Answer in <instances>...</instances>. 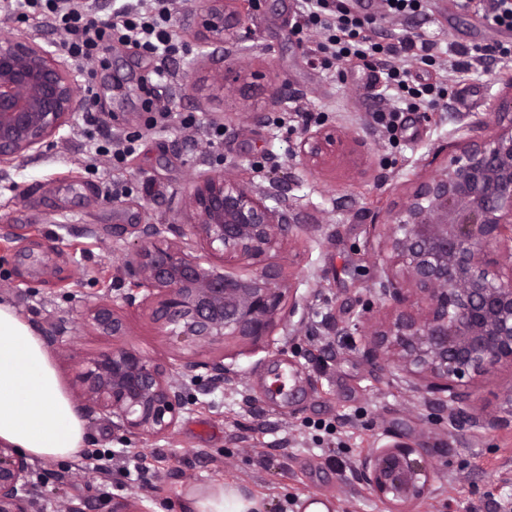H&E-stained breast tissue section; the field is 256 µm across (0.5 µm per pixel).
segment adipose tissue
I'll return each instance as SVG.
<instances>
[{
  "label": "adipose tissue",
  "instance_id": "ef3b65f1",
  "mask_svg": "<svg viewBox=\"0 0 512 512\" xmlns=\"http://www.w3.org/2000/svg\"><path fill=\"white\" fill-rule=\"evenodd\" d=\"M86 426L32 325L0 302V444L33 460L78 457ZM184 512H260L258 499L220 481L182 494Z\"/></svg>",
  "mask_w": 512,
  "mask_h": 512
}]
</instances>
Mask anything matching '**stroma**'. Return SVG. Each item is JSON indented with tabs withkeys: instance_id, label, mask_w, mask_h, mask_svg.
Listing matches in <instances>:
<instances>
[{
	"instance_id": "stroma-1",
	"label": "stroma",
	"mask_w": 512,
	"mask_h": 512,
	"mask_svg": "<svg viewBox=\"0 0 512 512\" xmlns=\"http://www.w3.org/2000/svg\"><path fill=\"white\" fill-rule=\"evenodd\" d=\"M384 42L413 35L434 41L440 59L451 47L490 41L486 24L455 0H429L424 16L383 13L382 0H359ZM241 80L228 88L216 64L200 61L199 18L178 31L181 53L152 58L115 46L107 67L90 65L98 93L94 115L105 132L137 133L135 152L121 163L96 154L76 135L74 115L47 146L0 168V301L13 306L38 334L62 327L51 347L64 384L81 358L111 349L136 348L186 375L194 362L214 355L239 373L236 384L200 395L181 412L171 435L125 442L100 419L86 421L88 454H112L101 470L82 459L33 463L32 512H118L142 501L150 512H180L182 492L217 480L235 482L257 497L264 512H297L302 497L331 500L335 512H391L357 477L363 456L402 437L428 454L435 467L429 493L407 512H512V411L503 394L512 388L504 365L476 380L470 408L478 428L449 426L393 367L367 361L362 339L363 303L384 268L377 242L393 204L429 173L438 146L452 143L461 113L459 97L486 119L494 100L511 89L496 66L467 74L409 62L410 82L436 84L438 109L402 113L386 130L376 113L398 101L383 66L368 57L352 63L324 60L315 49L322 33L301 26L299 0H255L244 27ZM24 37L43 47L59 44L41 14L0 13V37ZM512 43V32L496 36ZM285 92L270 106V91ZM161 101L196 116L197 124L152 129L147 101ZM224 126L212 145L213 123ZM354 129L353 159L314 172L289 162L285 151L305 127ZM235 167L264 186L278 174L287 195L302 198L313 217L271 262L292 276L286 304H297L312 333L276 327L270 338L240 340L198 352L174 350L147 314L125 309L128 335L112 339L83 327L87 301L119 297L121 253L143 224H179L187 193L203 171ZM351 328L350 336L340 328ZM145 456L148 469L129 476L123 451Z\"/></svg>"
}]
</instances>
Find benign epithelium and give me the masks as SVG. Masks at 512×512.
I'll return each mask as SVG.
<instances>
[{
    "label": "benign epithelium",
    "instance_id": "benign-epithelium-1",
    "mask_svg": "<svg viewBox=\"0 0 512 512\" xmlns=\"http://www.w3.org/2000/svg\"><path fill=\"white\" fill-rule=\"evenodd\" d=\"M196 10L208 29L203 47L223 52L221 80L237 82L243 0H196ZM80 106L77 72L34 42L0 38L1 165L42 147ZM492 109L495 133L484 137L479 122H460L454 150L413 183L378 243L385 268L373 292L389 313L370 332L364 354L426 383L441 397L450 425L480 424L467 411L471 385L512 366V95ZM350 152L349 135L307 127L288 157L316 171ZM305 223L300 199L284 195L277 180L257 188L226 172H205L193 183L184 220L203 253L187 251L179 241L184 232L171 224L140 225L122 258L128 282L122 301L148 311L176 349L267 338L296 314L295 307L284 308L290 280L267 257ZM81 319L104 336L128 330L106 295L87 304ZM194 367L206 376L175 375L148 355L117 346L81 360L74 389L90 414L112 421V431L162 437L197 401L194 391L205 394L238 377L222 356ZM433 472L422 449L399 439L367 453L357 476L399 507L428 493ZM29 473L27 458L1 444L0 512H31Z\"/></svg>",
    "mask_w": 512,
    "mask_h": 512
}]
</instances>
